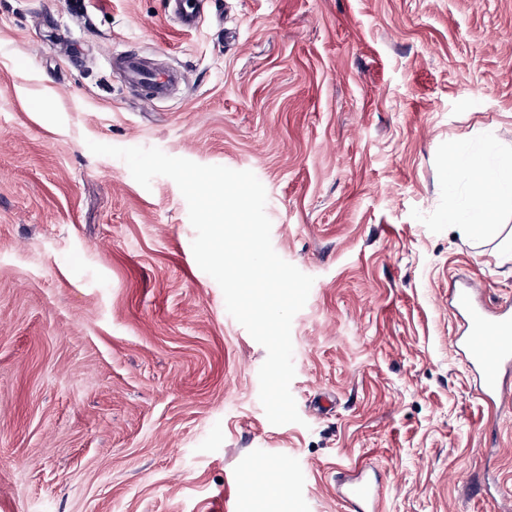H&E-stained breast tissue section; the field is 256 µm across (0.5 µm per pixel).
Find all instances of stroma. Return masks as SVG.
Masks as SVG:
<instances>
[{"label":"stroma","instance_id":"35a3bbf8","mask_svg":"<svg viewBox=\"0 0 512 512\" xmlns=\"http://www.w3.org/2000/svg\"><path fill=\"white\" fill-rule=\"evenodd\" d=\"M203 3L186 31L166 0H0V512H351L361 461L385 512H512V369L485 403L451 302L512 306V196L480 234L469 206L476 162L512 161V0ZM125 50L176 93L126 88ZM91 140L264 185L314 278L301 423L268 421L176 183ZM112 71L121 83L142 90L150 101L168 98L178 81L175 72L156 68L133 51L113 54ZM369 466L364 464L354 469H340L336 474V485L346 501L357 506L372 503L374 511L380 510L383 478L372 480L367 475Z\"/></svg>","mask_w":512,"mask_h":512}]
</instances>
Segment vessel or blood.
<instances>
[{
	"instance_id": "b4317fda",
	"label": "vessel or blood",
	"mask_w": 512,
	"mask_h": 512,
	"mask_svg": "<svg viewBox=\"0 0 512 512\" xmlns=\"http://www.w3.org/2000/svg\"><path fill=\"white\" fill-rule=\"evenodd\" d=\"M199 3L200 0H168L170 15L182 29L195 28ZM112 71L121 83L142 90L151 101L168 98L178 81L175 72L156 68L133 51L114 54ZM452 303L465 325L458 350L476 378L481 398L496 402L503 373L512 367V310H489L480 303L479 286L473 282L455 289ZM367 471L364 465L338 470L336 484L346 501L377 507L382 500L383 482L368 477Z\"/></svg>"
}]
</instances>
